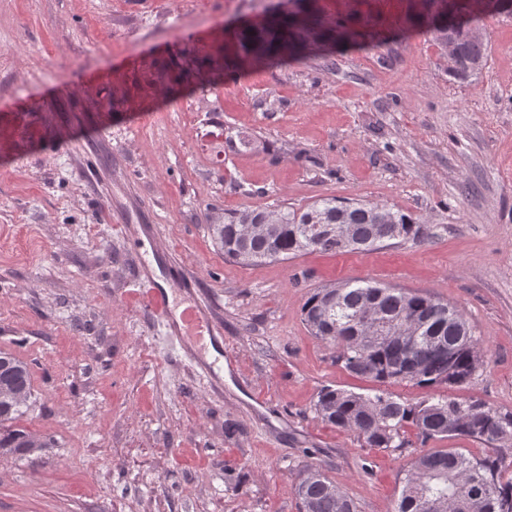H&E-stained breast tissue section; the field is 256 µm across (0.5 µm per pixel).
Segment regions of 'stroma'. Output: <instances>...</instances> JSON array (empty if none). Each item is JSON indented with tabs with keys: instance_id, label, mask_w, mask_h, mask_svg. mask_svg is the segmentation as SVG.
Returning a JSON list of instances; mask_svg holds the SVG:
<instances>
[{
	"instance_id": "35a3bbf8",
	"label": "stroma",
	"mask_w": 512,
	"mask_h": 512,
	"mask_svg": "<svg viewBox=\"0 0 512 512\" xmlns=\"http://www.w3.org/2000/svg\"><path fill=\"white\" fill-rule=\"evenodd\" d=\"M288 0H0V350L33 367L21 424L53 436L37 464L0 458V512H300L322 470L356 512H393L403 471L466 438L369 448L314 409L326 386L375 394L336 363L302 306L347 280L457 306L484 362L447 388L512 410V14L481 23L486 63L455 82L421 0H318L387 33L285 68L225 73L238 28ZM249 136L213 163L212 133ZM336 197L428 224L421 244L225 259L216 213ZM207 302L229 382L209 388L137 286L140 267Z\"/></svg>"
}]
</instances>
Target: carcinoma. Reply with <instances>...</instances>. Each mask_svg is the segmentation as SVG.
<instances>
[{"mask_svg": "<svg viewBox=\"0 0 512 512\" xmlns=\"http://www.w3.org/2000/svg\"><path fill=\"white\" fill-rule=\"evenodd\" d=\"M446 0H423V23L439 45L453 41L455 62L448 73L466 81L477 74L485 58V43L474 37L480 15L490 11L491 0H461L463 24L443 25L441 9ZM353 44L363 50L383 45L380 33L364 27L352 29L345 22H330L307 9L303 19L293 10L266 14L255 28L236 36L234 53L226 66H287L312 52ZM209 229L224 257L242 265L267 259L288 260L308 251L325 253L367 252L391 240L424 242L430 227L400 211L377 204L324 198L305 209L288 206L234 210L206 216ZM261 228L248 233L244 225ZM349 227V238L336 234V225ZM370 306L391 322L394 334L367 345L351 324L356 314ZM419 321L423 335L413 341L400 334L405 321ZM303 320L315 338L336 347V360L346 370L381 384L409 383L433 390L410 405L392 395H363L324 387L315 410L339 431L355 433L370 448H400L401 431L411 425L421 440L457 436L487 445H512V411H502L480 400L461 403L435 392L442 385L466 382L481 365V341L462 311L432 296L348 280L312 294L303 306ZM439 338L444 348L431 341ZM0 456L35 461L53 439L15 425L29 408L33 395L30 365L7 351H0ZM301 512H354L346 493L321 470L307 467L292 485ZM450 512H512V461L505 457L477 459L457 450L418 456L406 470L394 512H435L441 498Z\"/></svg>", "mask_w": 512, "mask_h": 512, "instance_id": "carcinoma-1", "label": "carcinoma"}]
</instances>
